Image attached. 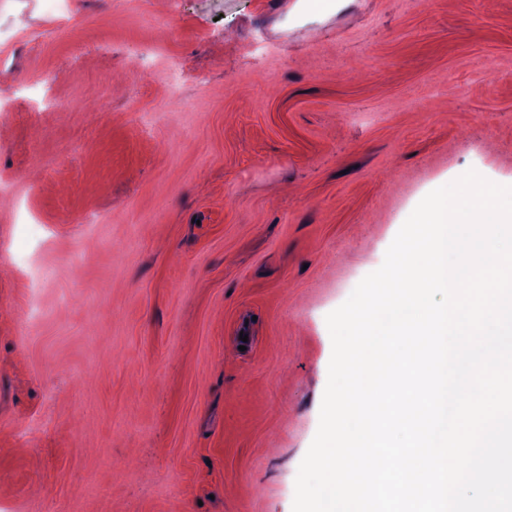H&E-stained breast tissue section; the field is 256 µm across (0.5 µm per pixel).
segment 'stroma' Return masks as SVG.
<instances>
[{"instance_id": "obj_1", "label": "stroma", "mask_w": 512, "mask_h": 512, "mask_svg": "<svg viewBox=\"0 0 512 512\" xmlns=\"http://www.w3.org/2000/svg\"><path fill=\"white\" fill-rule=\"evenodd\" d=\"M69 10L0 0V512H292L327 315L512 186V0Z\"/></svg>"}]
</instances>
